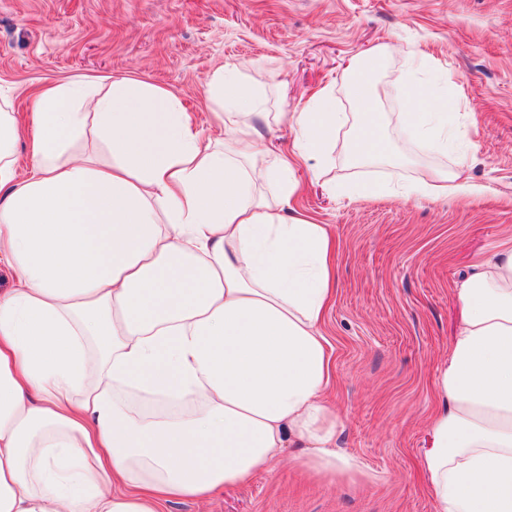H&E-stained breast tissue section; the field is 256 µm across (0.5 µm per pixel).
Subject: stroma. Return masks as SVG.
<instances>
[{"mask_svg":"<svg viewBox=\"0 0 512 512\" xmlns=\"http://www.w3.org/2000/svg\"><path fill=\"white\" fill-rule=\"evenodd\" d=\"M368 70L377 122L398 162L354 163L359 120L349 66ZM235 65L263 99L262 148L287 150L288 113L328 86L341 120L312 161L297 205L336 239L337 285L324 332L335 347L329 396L338 446L369 481H319L283 464L207 504L162 512H436L421 469L437 377L460 318L456 286L512 245V0H0V102L30 121L36 91L76 77H133L168 88L215 138L208 84ZM423 105L448 103V146L406 135L400 82ZM432 171L461 172L474 194L402 188ZM365 182L385 193L345 196Z\"/></svg>","mask_w":512,"mask_h":512,"instance_id":"1","label":"stroma"}]
</instances>
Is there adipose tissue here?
I'll use <instances>...</instances> for the list:
<instances>
[{
	"instance_id": "ef3b65f1",
	"label": "adipose tissue",
	"mask_w": 512,
	"mask_h": 512,
	"mask_svg": "<svg viewBox=\"0 0 512 512\" xmlns=\"http://www.w3.org/2000/svg\"><path fill=\"white\" fill-rule=\"evenodd\" d=\"M209 87L220 143L166 88L45 86L24 170L0 113V512H161L286 459L372 478L338 452L326 400L334 237L291 206L336 130L331 93L289 115L293 149L270 159L239 68ZM351 95L369 116L354 159L385 160L370 82ZM457 296L422 469L436 512H512V246Z\"/></svg>"
}]
</instances>
